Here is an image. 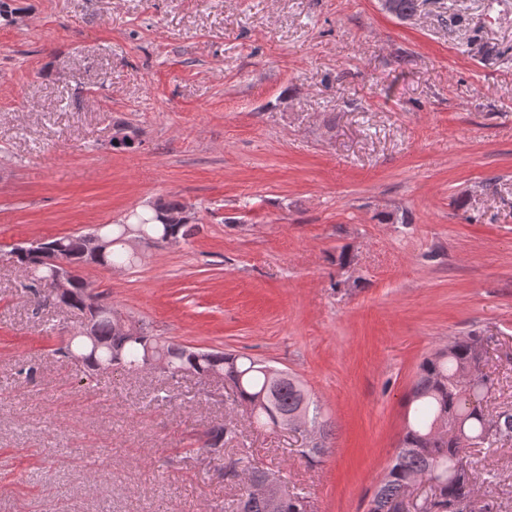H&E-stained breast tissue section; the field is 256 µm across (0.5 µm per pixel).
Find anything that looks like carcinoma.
<instances>
[{"mask_svg": "<svg viewBox=\"0 0 512 512\" xmlns=\"http://www.w3.org/2000/svg\"><path fill=\"white\" fill-rule=\"evenodd\" d=\"M153 216L146 218L133 211L124 224H101L91 233L62 236L47 240L44 247L66 254L78 263H98L131 269L140 264L128 244L127 231L146 245L165 244L170 237L185 239L198 225L183 222L162 224L170 212L183 214L186 208L174 200L157 199L151 207ZM99 235L112 241V247L95 259L92 239ZM15 263L25 277L35 282L47 276L43 256L13 249ZM94 296L87 282L79 280L74 292L58 300V304L83 310ZM99 346L75 334L66 344V354L82 361L88 376L100 372V366L137 369L143 367L147 348L167 357L171 378L185 373L205 377L209 372H223L224 381L234 395L233 402L246 407L248 417L257 423L296 428L293 417L302 413L316 429L317 437L301 454L316 460L325 454V421L321 406L314 401L302 383L288 372L276 369L244 354L192 349L170 343L148 334L145 327L132 325L124 332L106 319L95 328ZM484 357L483 338L475 333L454 336L448 344L425 357L419 366L409 398L410 410L404 434L386 474L375 486L368 512H391L393 502L417 479L433 478L430 494L414 505L415 512H475L473 492L476 477L467 461L470 448L501 441H512V407L495 413L487 410L485 397L494 386L491 377L481 370ZM237 433L229 423L213 425L202 432L203 450L213 457L225 451L224 438ZM233 467L247 473V486L237 497L224 503V512H270L267 502L253 494L251 488L260 483L267 471L252 466L248 457L240 456ZM280 512H310L306 497L291 494Z\"/></svg>", "mask_w": 512, "mask_h": 512, "instance_id": "carcinoma-1", "label": "carcinoma"}]
</instances>
